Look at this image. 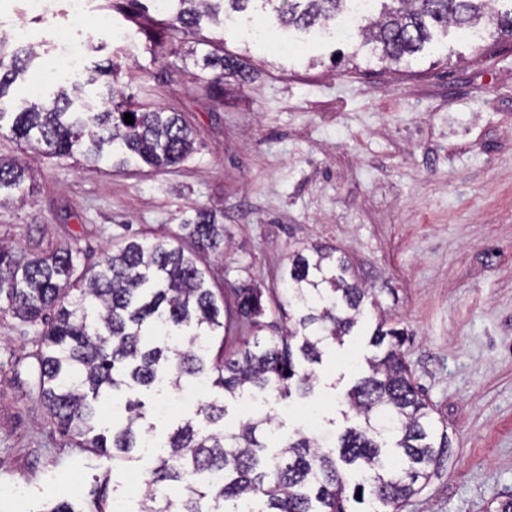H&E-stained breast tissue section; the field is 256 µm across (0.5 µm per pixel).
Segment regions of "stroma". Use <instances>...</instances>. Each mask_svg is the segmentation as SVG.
I'll use <instances>...</instances> for the list:
<instances>
[{"label": "stroma", "instance_id": "obj_1", "mask_svg": "<svg viewBox=\"0 0 512 512\" xmlns=\"http://www.w3.org/2000/svg\"><path fill=\"white\" fill-rule=\"evenodd\" d=\"M82 25L58 15L87 62L115 58L118 87L140 105L178 112L198 131L196 151L156 170L88 167L81 155L59 158L23 146L0 129V155L30 167L27 196L0 205V242L22 250L72 246L94 263L109 246L132 236L158 237L196 208L224 224L223 254H210L209 286L227 291L241 280L264 292L267 320L283 307L288 259L310 244L335 248L369 288L368 309L343 344L325 348L306 397L257 404L208 388L183 395L140 392L156 434L193 417L199 401L224 403L225 429L258 411L271 414L277 434L295 430L337 435L360 425L341 402L366 368L378 317L404 330L401 347L416 383L435 409L449 448L435 473L403 512H493L512 497V40L457 29L436 35L423 53L385 67L371 47L289 30L298 50L266 43L260 11L234 25L202 21L197 53L247 57L249 81L228 75L221 98L207 92L210 70L196 65L188 44L156 33L155 53L131 15L112 0H94ZM128 31L125 40L113 28ZM9 87L0 108L18 112L32 100L50 102L45 80L48 44ZM42 80L39 97L27 91ZM38 329L0 309V486L26 480L29 512L62 499L89 501L112 461L66 445L32 385ZM117 478L113 501L136 507L139 474L154 465L139 448Z\"/></svg>", "mask_w": 512, "mask_h": 512}]
</instances>
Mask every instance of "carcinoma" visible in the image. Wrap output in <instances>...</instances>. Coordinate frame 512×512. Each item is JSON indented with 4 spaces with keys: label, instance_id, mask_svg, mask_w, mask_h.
<instances>
[{
    "label": "carcinoma",
    "instance_id": "carcinoma-1",
    "mask_svg": "<svg viewBox=\"0 0 512 512\" xmlns=\"http://www.w3.org/2000/svg\"><path fill=\"white\" fill-rule=\"evenodd\" d=\"M169 25L184 36L200 18L217 20L248 10L253 0H169ZM272 6L269 21L310 30L336 20L349 0H260ZM378 14L363 19L356 37L374 44L383 63L399 64L424 50L448 27H477L484 19L512 37V0H374ZM8 42L0 38V99L35 55L15 50L4 66ZM203 67L244 75L237 58L206 54ZM82 86L59 88L48 106L15 113L10 133L31 148L45 145L56 157L83 151L87 162L104 154L118 165L161 169L195 150L196 130L177 112L141 111L124 100L102 112H72ZM129 113L134 123L124 122ZM27 168L0 156V194H25ZM224 252V225L201 207L177 231L155 241L131 240L108 249L101 261L79 268L70 246L16 252L0 246V302L22 321L42 326L33 379L59 433L79 448L112 459V473L133 460L155 426L144 403L116 392L136 386L157 392L182 390L199 379L230 394L285 399L314 389L305 364L318 363L328 343L344 342L363 315L367 290L347 278L348 260L335 249L312 248L291 260L285 292L298 317L277 335L253 336L226 351L233 332L266 327L263 292L242 281L231 302L209 287L199 259ZM377 324L370 343L379 353L344 402L363 424L328 442L297 430L276 446L268 415L232 431L214 430L224 405L205 401L204 423L185 420L163 439L166 452L143 472L137 512H402L429 482L432 467L448 451L434 409L415 385L399 349L403 331ZM301 338V344L292 341ZM361 496H356V493Z\"/></svg>",
    "mask_w": 512,
    "mask_h": 512
}]
</instances>
